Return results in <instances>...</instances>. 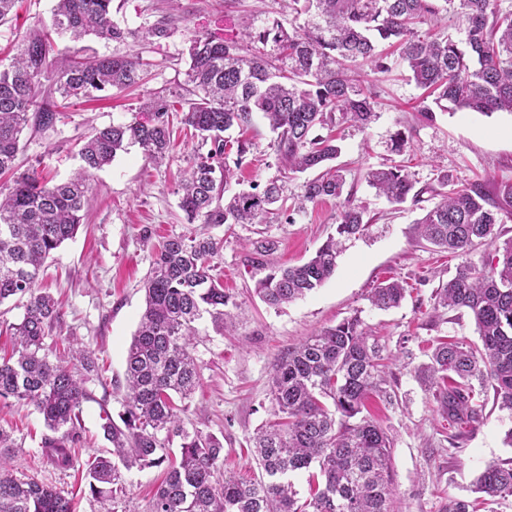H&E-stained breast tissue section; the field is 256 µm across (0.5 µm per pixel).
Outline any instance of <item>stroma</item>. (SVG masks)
Here are the masks:
<instances>
[{
  "instance_id": "35a3bbf8",
  "label": "stroma",
  "mask_w": 512,
  "mask_h": 512,
  "mask_svg": "<svg viewBox=\"0 0 512 512\" xmlns=\"http://www.w3.org/2000/svg\"><path fill=\"white\" fill-rule=\"evenodd\" d=\"M129 28H137L164 12L180 17L181 32L147 48L128 41L116 43L89 36L80 40L57 38L60 50L87 55L112 52L141 53L152 67L140 87L100 93L96 100L77 101L63 110L53 129L26 131L18 157L20 170L37 168L55 180L66 179L77 167L81 140L92 127L147 119L142 105L157 94L178 91L184 82L185 52L196 33L233 35L242 15L264 19L276 16L281 0H241L225 9L222 0H113ZM53 0H17L11 23L0 27V64H7L21 37L48 20ZM378 116L368 129L345 127L341 163L346 166L347 189L367 210L368 229L344 242L334 275L320 288L281 309L268 307L253 292L245 268L253 246L271 240L276 249L269 260L297 265L310 258L338 225V203L328 199L308 205L294 223L278 217L268 224H235L213 228L224 248L217 274L239 305L237 328L218 334L210 322L198 326L193 354L202 367V382L184 414L187 427L212 433L224 443V467L240 477H259L250 439L272 412L269 378L275 360L288 347L346 318L360 316L389 355L388 397H372L365 413L392 440L394 487L399 512H443L451 499L473 498L474 482L488 463L512 457L506 435L512 413L494 401L492 388L476 397L483 418L470 427L459 447L448 442V422L438 410L431 391L417 379V369L439 339L472 346L480 338L470 314L461 310H434V293L455 276L462 262L482 265L493 248L480 245L459 257L423 240L416 222L433 206V198L419 205H393L376 196L366 180L368 169L391 159L396 133L408 139L405 154L419 185L435 184L448 172L460 186L482 182L495 188L512 184V114L486 116L469 110L437 113L435 121L420 119L414 106L421 94L406 77L404 66L377 75ZM254 145L241 174L244 184L265 183L278 176L269 148L272 134L264 121L253 130ZM172 158L155 166L132 147L91 178L94 197L76 236L66 241L48 261L44 283L63 305V315L46 342L72 338L94 350L100 380L90 381V400L82 407L87 442L78 448L75 469L55 470L39 448L46 432L33 409L0 403V425L12 426L24 451L15 457L18 471L37 474L44 483L73 497L77 512H98L99 505L86 491L83 464L100 454L99 415L123 410L125 356L145 307L143 279L150 267L151 242L171 234L191 235L198 225L188 223L180 210V172L196 146L183 130L174 133ZM403 281L407 293L400 307L381 311L368 296L386 280ZM161 477L157 468L126 471L120 512H147V502Z\"/></svg>"
}]
</instances>
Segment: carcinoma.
Instances as JSON below:
<instances>
[{"label": "carcinoma", "mask_w": 512, "mask_h": 512, "mask_svg": "<svg viewBox=\"0 0 512 512\" xmlns=\"http://www.w3.org/2000/svg\"><path fill=\"white\" fill-rule=\"evenodd\" d=\"M112 2L56 0L49 22L26 35L11 63L0 67V176L15 169L26 127H55V96L122 92L147 74L149 62L137 54H57L53 35L152 42L177 31L171 16L127 28ZM447 15L463 39L441 32ZM392 55L424 90L417 112L427 121L435 119L434 108L446 112L450 105L484 115L512 113V9L502 10L499 0H288L286 18L259 26L248 17L232 37L196 34L188 48V95L151 99L145 121L134 116L93 129L78 150L74 177L53 183L33 169L0 188V304L26 299L21 321L9 326L13 352L0 357V401L12 399L43 417L49 433L41 438V454L56 470L75 467L82 406L91 396L87 383L98 371L92 349L64 353L45 344L46 329L61 318V302L39 287V278L47 259L77 232L91 203L92 173L136 145L153 163L169 159L178 114L198 141L181 180L179 207L189 223L265 224L277 209L292 223L307 204L338 200L339 238H328L304 263L268 268L275 248L270 240L247 258L257 270L270 269L254 292L271 307L288 304L329 280L341 238L365 230V207L345 191L344 168L336 164L342 147L333 131L345 123L364 130L375 120L370 75L389 71ZM50 68L55 87L44 93L40 77ZM256 113L274 133L269 146L279 170L317 171L298 194L288 196L284 180L273 178L226 196L252 147L245 134ZM317 128L328 133L316 135ZM233 129L239 138L230 163L225 134ZM366 181L393 204L416 205L425 193L436 198L417 221L428 243L458 255L482 244L494 247L484 266L462 264L436 290L434 303L436 310L471 314L482 347L440 341L420 376L450 424L482 418L475 381L491 386L499 407L512 411V239L500 242L495 231L502 203L512 204V184L494 195L480 182L458 187L441 173L437 185L419 187L403 164L371 169ZM223 246L205 232L171 235L155 246L144 279L145 308L126 354L123 413L118 423L106 410L100 415L111 448L85 464L86 486L100 512H116L113 486L133 467L163 470L148 512H396L392 441L361 416L370 394H387V357L357 315L288 348L274 363V419L252 437L259 478L220 471L223 442L185 426L182 402L201 385L192 353L197 325L207 318L222 335L235 324L231 309L238 304L212 274ZM404 296V286L393 281L375 288L370 302L388 310ZM176 437L181 452L173 460L167 448ZM21 450L13 431L0 425V512H74L63 491L13 468ZM300 473L308 474L311 490L303 501L291 480ZM474 492L512 497V458L487 465Z\"/></svg>", "instance_id": "cac0c4a2"}]
</instances>
